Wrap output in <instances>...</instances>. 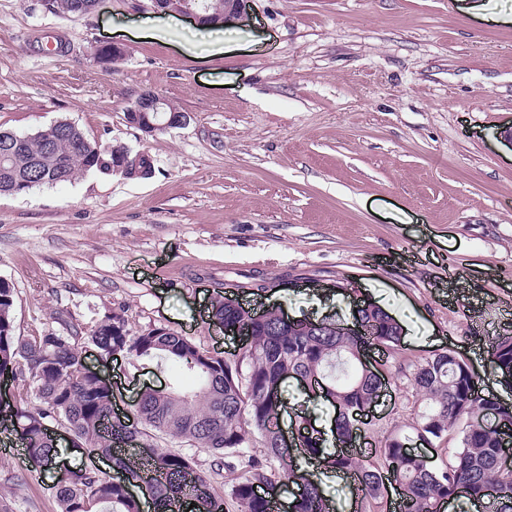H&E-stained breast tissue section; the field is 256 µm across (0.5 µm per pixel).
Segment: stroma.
<instances>
[{"mask_svg":"<svg viewBox=\"0 0 512 512\" xmlns=\"http://www.w3.org/2000/svg\"><path fill=\"white\" fill-rule=\"evenodd\" d=\"M477 3L485 14L470 11ZM512 0H247L222 33L150 0H98L90 13L0 0V127L64 119L95 140L148 152L152 175H77L0 196V279L16 335L90 331L123 316L230 358L243 339L207 317L216 288L255 312L348 319L354 296L404 327L389 384L362 417L374 449L410 433L423 407L411 374L436 350L475 358L512 336ZM47 33L60 54L39 51ZM122 48L97 61L102 44ZM158 93L186 125L147 134L126 111ZM84 361L125 411L146 385L194 387L160 359ZM0 504L58 512L50 474L8 454Z\"/></svg>","mask_w":512,"mask_h":512,"instance_id":"1","label":"stroma"}]
</instances>
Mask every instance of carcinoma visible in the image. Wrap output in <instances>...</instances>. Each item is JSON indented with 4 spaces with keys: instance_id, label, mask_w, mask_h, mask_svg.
<instances>
[{
    "instance_id": "cac0c4a2",
    "label": "carcinoma",
    "mask_w": 512,
    "mask_h": 512,
    "mask_svg": "<svg viewBox=\"0 0 512 512\" xmlns=\"http://www.w3.org/2000/svg\"><path fill=\"white\" fill-rule=\"evenodd\" d=\"M95 0H45L54 13L80 16L91 12ZM122 151L86 138L83 131L60 135L53 155L36 133L17 143L0 128V196L10 194L8 182L25 181L24 191L71 180L78 173L112 174V157ZM213 314L224 321L243 322L246 316L217 291ZM14 291L0 279V376L12 377L17 389L32 393L26 400L0 404V428L19 434L26 456L36 468L52 469L58 448L48 432L64 424L82 450L84 460L57 472L59 512H225L230 498L236 512H267L283 479L299 489L292 512H334L324 490L300 466V457L317 459L339 471H353L364 497L379 499L388 488L410 512H440L442 505L464 496L486 502L490 512H512V469L502 456L512 446V404L495 394L477 396L481 377L451 350H438L420 363L413 384L425 400L415 438L441 441L464 422L459 447L450 462L424 459L411 452L410 440L386 441L370 455L325 453L324 432L309 427L303 412H294L295 449L282 446L280 418L286 403L284 384L296 373L319 381L316 399L332 404L331 433L336 447L358 436L363 407L388 383L362 363L371 346L385 353L401 344L403 328L377 305L358 310L365 336L331 334L311 320L290 324L278 313L252 326L243 351L234 359L214 355L192 339L165 326L134 336L118 314L105 316L90 332L73 326L66 336L44 334L20 338L14 333ZM488 363L495 381L512 392V336L487 339ZM94 348L103 359L135 354L155 357L192 373L197 386L176 384L160 392L142 390L132 417L112 416V385L84 367L83 351ZM263 438L264 455L251 453L249 435ZM184 438L215 457L213 474L224 468L243 470L223 497L210 491L209 478L197 469L190 454L150 445L126 455L122 447L153 438V434ZM112 461L110 476L98 467Z\"/></svg>"
}]
</instances>
